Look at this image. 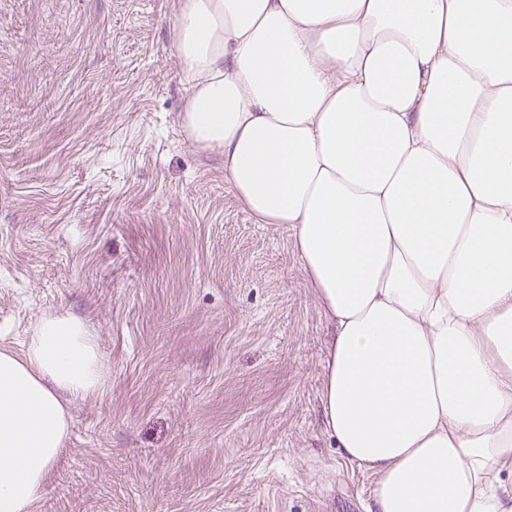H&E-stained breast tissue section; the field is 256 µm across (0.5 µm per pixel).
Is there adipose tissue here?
I'll list each match as a JSON object with an SVG mask.
<instances>
[{
	"label": "adipose tissue",
	"mask_w": 512,
	"mask_h": 512,
	"mask_svg": "<svg viewBox=\"0 0 512 512\" xmlns=\"http://www.w3.org/2000/svg\"><path fill=\"white\" fill-rule=\"evenodd\" d=\"M172 37L186 139L335 327L320 403L373 512H512V0H179ZM105 384L66 314L0 350V512Z\"/></svg>",
	"instance_id": "adipose-tissue-1"
}]
</instances>
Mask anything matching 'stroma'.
Returning a JSON list of instances; mask_svg holds the SVG:
<instances>
[{"label": "stroma", "instance_id": "obj_1", "mask_svg": "<svg viewBox=\"0 0 512 512\" xmlns=\"http://www.w3.org/2000/svg\"><path fill=\"white\" fill-rule=\"evenodd\" d=\"M175 11L0 0V349L64 313L108 368L33 512H369L291 231L182 134Z\"/></svg>", "mask_w": 512, "mask_h": 512}]
</instances>
